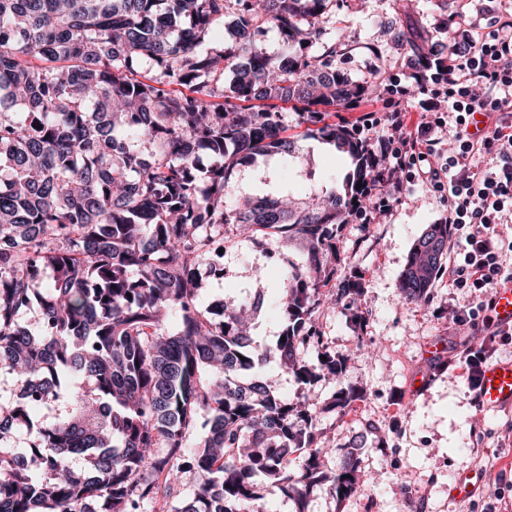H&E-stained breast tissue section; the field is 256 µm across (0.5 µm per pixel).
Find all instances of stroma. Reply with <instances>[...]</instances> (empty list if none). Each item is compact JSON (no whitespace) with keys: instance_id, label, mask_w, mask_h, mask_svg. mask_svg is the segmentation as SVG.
I'll return each instance as SVG.
<instances>
[{"instance_id":"35a3bbf8","label":"stroma","mask_w":512,"mask_h":512,"mask_svg":"<svg viewBox=\"0 0 512 512\" xmlns=\"http://www.w3.org/2000/svg\"><path fill=\"white\" fill-rule=\"evenodd\" d=\"M493 0H343L336 5V20L346 28L344 68L351 80L363 81L376 68L401 78L411 72L408 53L393 45L389 29L395 21L424 30L435 52L447 53L446 30H453L456 45L467 35L457 27L459 13L474 22L493 8ZM313 179L301 176L298 167L259 165L237 175L239 191L258 194L292 185L300 195L329 187L343 176L347 164L334 148L311 144L306 157ZM446 209L439 193L428 184H408L402 200L390 216L365 223L352 217L346 224L337 250V278L361 285L353 305L339 303L323 309L319 322L337 354L347 356L345 378L360 396L346 416L326 411L336 390L334 381L321 379L299 386L277 362H269L265 375L275 391L287 398H307L319 412L317 427L333 448L348 446L352 435L365 424L374 425L377 442L359 449L363 471L373 486L345 500L317 487L307 497L306 512H481L488 495L501 499L499 512H512V408L478 410L466 384V366L460 351L484 340L483 330H469L453 322V313L476 306L471 289L455 288L447 278L436 279L428 302L415 305L400 301L398 279L414 241L427 225L437 223ZM304 259L300 245H286L272 237L227 246L224 276L204 278L202 301L236 292L263 291L264 307L253 336L263 346L274 345L281 324L274 315L272 286ZM365 315L355 323L353 311ZM378 345L369 356L355 353L358 339ZM435 357H428L429 348ZM427 375L423 387L416 376ZM482 471L486 480L465 501L448 495L456 477Z\"/></svg>"}]
</instances>
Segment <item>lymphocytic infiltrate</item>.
<instances>
[{"instance_id":"obj_1","label":"lymphocytic infiltrate","mask_w":512,"mask_h":512,"mask_svg":"<svg viewBox=\"0 0 512 512\" xmlns=\"http://www.w3.org/2000/svg\"><path fill=\"white\" fill-rule=\"evenodd\" d=\"M485 27L486 34L470 39L465 50L449 52L443 66L422 68L402 81L383 78L378 100L391 135L385 153L373 158L378 175L364 192L379 214L389 213L416 178L446 195L441 221L450 240L464 243L448 259V279L479 299L477 306L455 311L453 320L473 327L490 310L496 288L512 282V267L503 260L512 240L497 230L512 222V24L491 14ZM412 100L420 119L411 128L403 105ZM445 112L455 116L447 150L434 134ZM479 113L488 121L481 134L472 130ZM432 157L437 165H429ZM476 158L484 168L473 167Z\"/></svg>"}]
</instances>
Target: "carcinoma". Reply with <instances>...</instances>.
<instances>
[{
  "label": "carcinoma",
  "mask_w": 512,
  "mask_h": 512,
  "mask_svg": "<svg viewBox=\"0 0 512 512\" xmlns=\"http://www.w3.org/2000/svg\"><path fill=\"white\" fill-rule=\"evenodd\" d=\"M330 2L0 0V372L15 379L0 402V512H139L175 498L178 473L196 485L175 512H263L262 479L295 512L316 486L345 498L366 487L344 448L323 469L332 449L316 413L262 373L274 356L303 385L337 380L326 409L340 416L358 398L319 318L360 292L336 279V240L377 171L373 145L329 121L360 89L336 65ZM227 17L231 40L204 47ZM268 29L275 55L255 39ZM392 32L416 66L436 59L423 33ZM280 102L298 104L299 136L284 135ZM307 138L350 160L342 191L303 199L284 186L224 204L241 168L288 165ZM257 233L305 249L275 287L273 349L243 328L259 309L250 296L199 299L203 264L224 277L217 244ZM446 257L448 225H428L401 298L427 302ZM51 405L63 414L40 422Z\"/></svg>",
  "instance_id": "carcinoma-1"
}]
</instances>
